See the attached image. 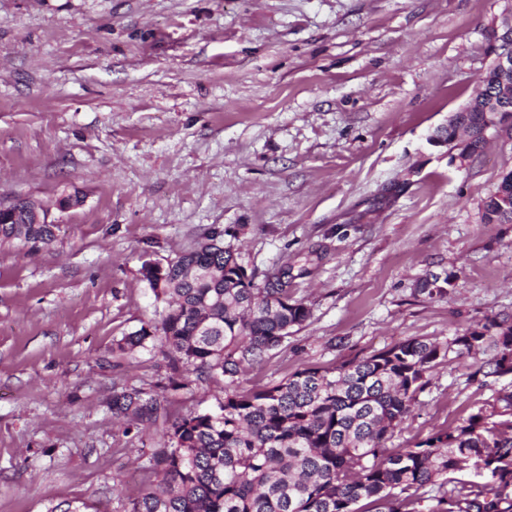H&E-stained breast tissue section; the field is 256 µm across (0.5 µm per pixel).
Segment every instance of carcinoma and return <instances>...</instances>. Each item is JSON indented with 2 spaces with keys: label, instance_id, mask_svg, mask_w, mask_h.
Wrapping results in <instances>:
<instances>
[{
  "label": "carcinoma",
  "instance_id": "cac0c4a2",
  "mask_svg": "<svg viewBox=\"0 0 512 512\" xmlns=\"http://www.w3.org/2000/svg\"><path fill=\"white\" fill-rule=\"evenodd\" d=\"M476 107L461 114L471 154L486 142L512 100L497 98L483 73ZM512 172L483 203V220L512 224ZM59 225L37 218L23 200L0 221V247L35 249L56 238ZM213 231L204 241L142 276L167 307L154 325L122 337L132 353L160 343L170 369L224 379L217 408L168 421L158 395L138 388L112 395V414L126 431L169 424L168 440L152 449L144 469L153 477L128 512H512V392L410 448L386 442L408 417L433 369L453 353L472 358L474 375H512V322L488 320L451 343L413 337L333 368L307 366L281 381L243 390L238 376L264 361L311 318L277 278L259 288L235 253ZM449 277L430 275L417 292L448 294ZM483 463L481 481L450 479Z\"/></svg>",
  "mask_w": 512,
  "mask_h": 512
}]
</instances>
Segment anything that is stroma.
<instances>
[{"label": "stroma", "instance_id": "obj_1", "mask_svg": "<svg viewBox=\"0 0 512 512\" xmlns=\"http://www.w3.org/2000/svg\"><path fill=\"white\" fill-rule=\"evenodd\" d=\"M504 0H0V203L51 205L56 239L0 248V512H126L162 429L124 434L115 391L164 384L171 417L223 379L167 383L142 277L208 232L312 316L242 388L398 341L512 318V224L482 203L512 130L467 161L439 135L491 62ZM81 202L59 210L55 202ZM452 276L447 296L416 284ZM439 364L389 440L408 448L503 388Z\"/></svg>", "mask_w": 512, "mask_h": 512}]
</instances>
